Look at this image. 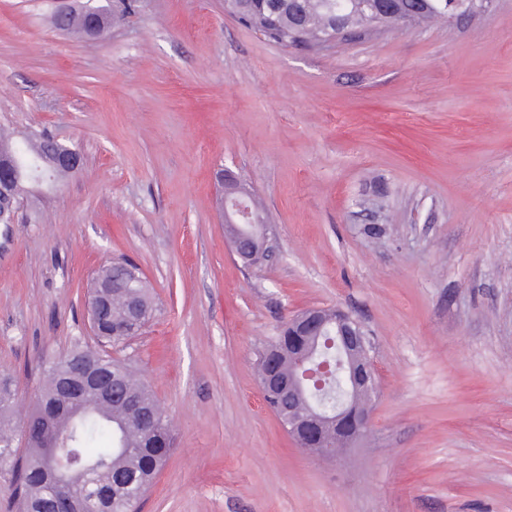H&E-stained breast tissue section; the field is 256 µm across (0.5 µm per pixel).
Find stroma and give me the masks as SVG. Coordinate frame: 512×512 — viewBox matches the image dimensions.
Listing matches in <instances>:
<instances>
[{
  "mask_svg": "<svg viewBox=\"0 0 512 512\" xmlns=\"http://www.w3.org/2000/svg\"><path fill=\"white\" fill-rule=\"evenodd\" d=\"M0 0V127L77 149L79 172L0 224V370L89 342L104 265L159 310L125 348L174 428L143 512H512V0L481 14L284 47L224 0H135L108 38ZM266 208L247 271L215 175ZM338 306L373 344L368 436L297 448L256 364L288 315Z\"/></svg>",
  "mask_w": 512,
  "mask_h": 512,
  "instance_id": "stroma-1",
  "label": "stroma"
}]
</instances>
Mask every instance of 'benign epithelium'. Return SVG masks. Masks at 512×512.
<instances>
[{
    "mask_svg": "<svg viewBox=\"0 0 512 512\" xmlns=\"http://www.w3.org/2000/svg\"><path fill=\"white\" fill-rule=\"evenodd\" d=\"M48 161L52 167L69 173L81 169L82 157L78 150L55 145L49 152ZM219 192L224 203V239L232 252L246 269L260 265L272 250V231L268 224L256 223L250 210L243 207V201L251 197L252 189L236 173L224 170L217 178ZM30 188L22 187L0 169V198L12 202L20 201ZM288 335L302 338L317 336L325 330L334 331L336 346L346 362L349 391L364 399L361 410L350 416L342 407L331 412L309 401L306 389L296 374L288 375V384L281 385L288 394V415L282 418V425L288 436L307 449L312 455H321L331 449L326 435L336 438V443L347 447L362 441L371 430L373 418V390L377 383V368L371 356L370 338L363 324L352 314L340 308L311 307L297 311L283 324ZM95 385L99 395L106 401L112 400V384L90 376L88 365L75 364L72 369L65 396L76 400L80 388Z\"/></svg>",
    "mask_w": 512,
    "mask_h": 512,
    "instance_id": "benign-epithelium-1",
    "label": "benign epithelium"
}]
</instances>
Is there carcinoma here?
<instances>
[{
  "label": "carcinoma",
  "mask_w": 512,
  "mask_h": 512,
  "mask_svg": "<svg viewBox=\"0 0 512 512\" xmlns=\"http://www.w3.org/2000/svg\"><path fill=\"white\" fill-rule=\"evenodd\" d=\"M467 0H398L394 9L379 17L378 28H407L414 24L446 21L461 11ZM224 11L232 13L248 28L281 45L314 47L331 33L365 30L372 24L368 0H224ZM111 27L107 21L91 26L81 14L70 18L66 31L82 37H97ZM51 140L0 136V155H7L10 168L32 191L55 187L65 172L44 166L43 155ZM136 266L117 261L99 275L112 285L106 312L91 325L106 365H112V402L99 400L89 391L80 408L64 406L55 398L59 379L70 364L89 357L77 342L65 354L42 363L44 385L37 413L55 420L62 435L56 443L53 432L41 420L29 421L25 448L10 447L16 390L13 379L0 375V475L14 486L18 512H52V496L66 494L77 500L88 497L93 512H137L159 468L173 450V434L164 410L152 411L158 401L131 366L112 357L118 348L141 331L155 308L143 278L135 277ZM274 357H263L259 378L272 374L288 378V337L279 335L271 343ZM346 374L335 373L325 388H311L328 409L344 402ZM56 454L72 473L84 470L87 489L76 482L56 483L48 457Z\"/></svg>",
  "instance_id": "obj_1"
}]
</instances>
